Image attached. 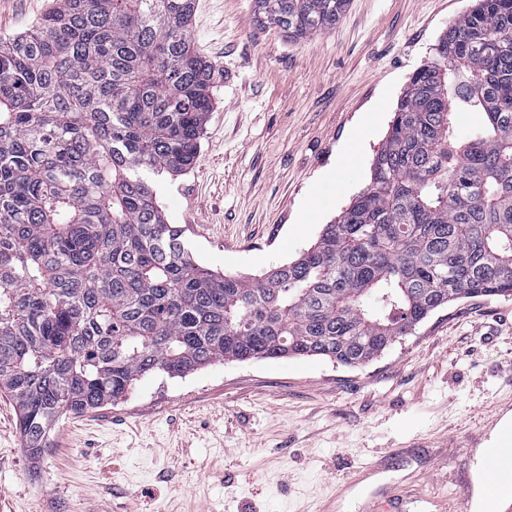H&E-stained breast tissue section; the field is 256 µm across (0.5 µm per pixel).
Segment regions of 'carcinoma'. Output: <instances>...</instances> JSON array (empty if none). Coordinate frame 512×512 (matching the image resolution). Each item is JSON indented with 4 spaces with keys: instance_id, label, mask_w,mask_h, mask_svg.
Masks as SVG:
<instances>
[{
    "instance_id": "carcinoma-1",
    "label": "carcinoma",
    "mask_w": 512,
    "mask_h": 512,
    "mask_svg": "<svg viewBox=\"0 0 512 512\" xmlns=\"http://www.w3.org/2000/svg\"><path fill=\"white\" fill-rule=\"evenodd\" d=\"M307 39L349 0H252ZM195 0H54L0 39V390L22 447L157 371L323 357L357 367L463 298L512 296V0H475L416 69L369 185L258 278L194 259L152 176L192 168L219 65ZM457 112L483 128L458 141Z\"/></svg>"
}]
</instances>
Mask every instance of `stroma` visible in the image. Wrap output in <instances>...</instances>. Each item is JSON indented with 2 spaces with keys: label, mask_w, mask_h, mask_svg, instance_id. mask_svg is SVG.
I'll return each instance as SVG.
<instances>
[{
  "label": "stroma",
  "mask_w": 512,
  "mask_h": 512,
  "mask_svg": "<svg viewBox=\"0 0 512 512\" xmlns=\"http://www.w3.org/2000/svg\"><path fill=\"white\" fill-rule=\"evenodd\" d=\"M52 0H0V36ZM252 0H196V49L224 68L196 162L164 177L169 223L196 260L252 277L294 260L370 182L410 76L472 0H350L336 27L291 40ZM512 425V297L453 302L377 359L214 363L154 373L63 418L31 459L0 395V512H339L389 485L418 512H487L484 448ZM411 456L370 473L390 449ZM468 487H461V476Z\"/></svg>",
  "instance_id": "1"
}]
</instances>
